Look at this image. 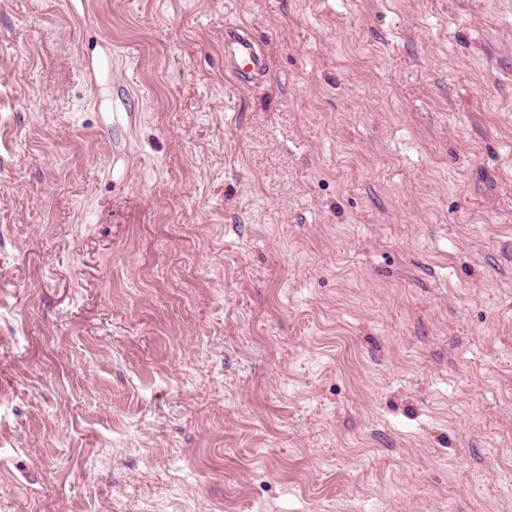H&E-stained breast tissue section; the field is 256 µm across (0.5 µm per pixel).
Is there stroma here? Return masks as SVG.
I'll list each match as a JSON object with an SVG mask.
<instances>
[{
	"instance_id": "35a3bbf8",
	"label": "stroma",
	"mask_w": 512,
	"mask_h": 512,
	"mask_svg": "<svg viewBox=\"0 0 512 512\" xmlns=\"http://www.w3.org/2000/svg\"><path fill=\"white\" fill-rule=\"evenodd\" d=\"M0 512H512V0H0ZM256 45L240 26L224 34V68L240 85L251 83L263 69Z\"/></svg>"
}]
</instances>
